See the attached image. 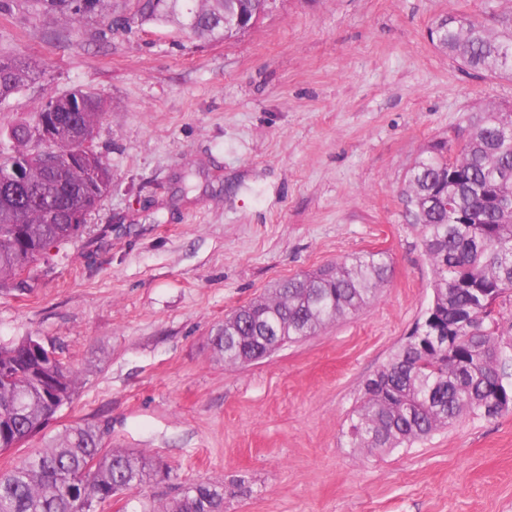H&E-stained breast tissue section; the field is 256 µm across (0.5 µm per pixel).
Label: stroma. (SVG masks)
Masks as SVG:
<instances>
[{
    "mask_svg": "<svg viewBox=\"0 0 512 512\" xmlns=\"http://www.w3.org/2000/svg\"><path fill=\"white\" fill-rule=\"evenodd\" d=\"M511 13L512 0H277L220 43L174 22L114 33L0 13V51L40 73L0 105V129L93 92L112 171L82 233L0 291V344L41 337L78 372L72 402L0 452V470L94 423L106 449L169 469L97 512H147L198 481L234 487L226 512H512V412L382 455L345 435L363 381L432 300L410 168L469 115L512 105V77L460 69L428 30ZM377 250L391 274L356 316L233 369L215 353L225 316L281 280Z\"/></svg>",
    "mask_w": 512,
    "mask_h": 512,
    "instance_id": "1",
    "label": "stroma"
}]
</instances>
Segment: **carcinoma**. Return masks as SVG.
<instances>
[{"label": "carcinoma", "instance_id": "1", "mask_svg": "<svg viewBox=\"0 0 512 512\" xmlns=\"http://www.w3.org/2000/svg\"><path fill=\"white\" fill-rule=\"evenodd\" d=\"M191 34L224 40V10L235 0H26L36 13L57 14L74 29L93 15L107 26L132 12L159 22L190 2ZM434 46L481 76H512V25L496 35L471 17L436 23ZM33 79L30 67L0 54V105ZM77 113L55 133L59 158L48 171L33 154L42 113ZM102 101L77 90L51 96L30 120L11 127L12 148L0 149V179L26 164L28 199L0 189V288L31 270L48 251L76 236L112 187V173L93 145ZM506 113L487 110L455 137L433 143L410 170L406 191L412 224L433 274V299L390 360L361 389L350 419V447L368 454L408 448L460 419L512 411V128ZM388 255L367 251L280 282L266 297L224 319L212 344L227 367L266 358L261 336L297 343L362 310L387 282ZM37 336L0 346V450L39 434L76 391L75 371ZM106 428L82 424L52 439L34 456L0 471V512H96L127 491L147 486L158 467L144 454L102 451ZM148 512H224V489L208 482L184 487Z\"/></svg>", "mask_w": 512, "mask_h": 512}]
</instances>
